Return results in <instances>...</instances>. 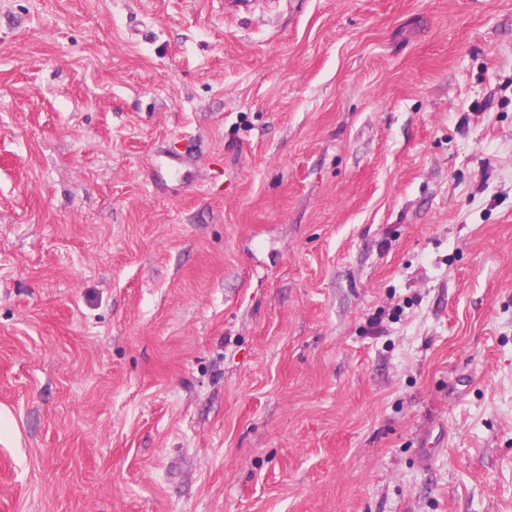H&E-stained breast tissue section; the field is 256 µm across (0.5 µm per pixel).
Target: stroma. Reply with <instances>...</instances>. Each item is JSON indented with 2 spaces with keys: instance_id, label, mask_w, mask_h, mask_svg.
Returning <instances> with one entry per match:
<instances>
[{
  "instance_id": "stroma-1",
  "label": "stroma",
  "mask_w": 512,
  "mask_h": 512,
  "mask_svg": "<svg viewBox=\"0 0 512 512\" xmlns=\"http://www.w3.org/2000/svg\"><path fill=\"white\" fill-rule=\"evenodd\" d=\"M0 512H512V0H0Z\"/></svg>"
}]
</instances>
